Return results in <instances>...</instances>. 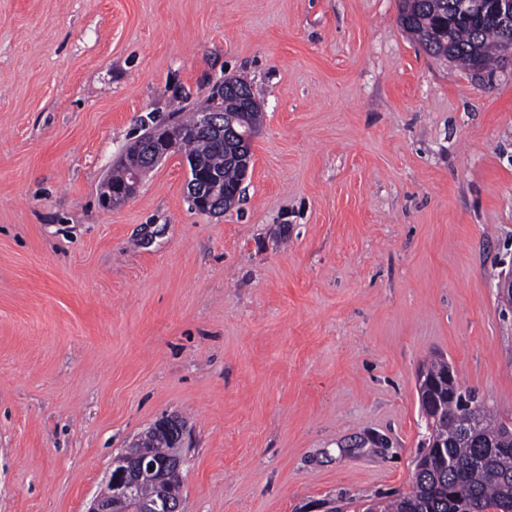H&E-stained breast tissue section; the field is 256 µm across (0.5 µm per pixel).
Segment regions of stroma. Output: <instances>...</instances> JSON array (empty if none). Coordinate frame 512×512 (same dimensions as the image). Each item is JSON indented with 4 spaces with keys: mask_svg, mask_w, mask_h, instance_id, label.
<instances>
[{
    "mask_svg": "<svg viewBox=\"0 0 512 512\" xmlns=\"http://www.w3.org/2000/svg\"><path fill=\"white\" fill-rule=\"evenodd\" d=\"M264 113L239 203L176 155L103 183L224 78ZM512 63L429 56L398 0H0V512H86L187 426L184 512L409 490L422 364L512 413ZM127 152L126 161L122 162L119 167L114 169L108 175L109 182H112V185H123L129 180L130 168L133 167L134 161L131 159V156ZM142 176L141 170H136L130 176V182L123 186H112L108 185L106 187L105 194L101 197V201L104 207L112 208V205L130 199L140 182Z\"/></svg>",
    "mask_w": 512,
    "mask_h": 512,
    "instance_id": "obj_1",
    "label": "stroma"
}]
</instances>
